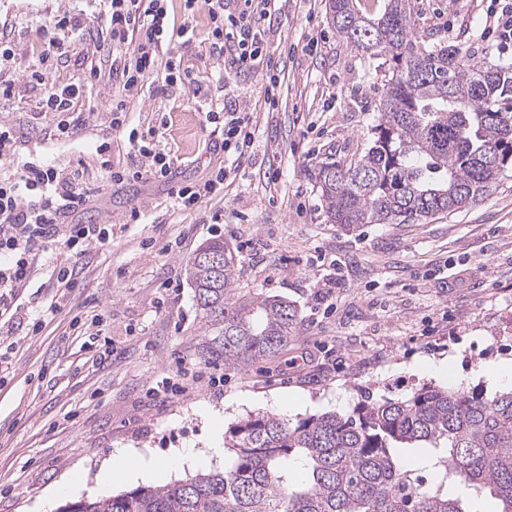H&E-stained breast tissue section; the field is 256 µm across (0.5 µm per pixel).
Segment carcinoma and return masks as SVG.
Masks as SVG:
<instances>
[{"label": "carcinoma", "mask_w": 512, "mask_h": 512, "mask_svg": "<svg viewBox=\"0 0 512 512\" xmlns=\"http://www.w3.org/2000/svg\"><path fill=\"white\" fill-rule=\"evenodd\" d=\"M336 34L383 81L373 139L348 163L306 169L330 224H419L477 204L512 166V61L481 62L415 30L411 0L370 16L357 0H326ZM238 260L220 238L186 267L210 339L232 366L276 356L301 319L285 299L235 292ZM221 471L164 486L68 502L58 512H477L484 496L512 512V390L423 387L405 399L292 425L263 414L236 424ZM428 448L435 481L402 461Z\"/></svg>", "instance_id": "1"}]
</instances>
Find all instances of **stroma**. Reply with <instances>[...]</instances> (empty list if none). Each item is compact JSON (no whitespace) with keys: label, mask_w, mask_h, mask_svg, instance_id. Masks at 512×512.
Returning <instances> with one entry per match:
<instances>
[{"label":"stroma","mask_w":512,"mask_h":512,"mask_svg":"<svg viewBox=\"0 0 512 512\" xmlns=\"http://www.w3.org/2000/svg\"><path fill=\"white\" fill-rule=\"evenodd\" d=\"M411 3L420 33L477 59L512 60V46L484 33V0ZM273 7L268 52L244 80L220 79L224 63L212 53L206 10L195 13L194 36L177 50L215 100L239 96L255 115L251 160L225 195L197 212L173 208L161 182L107 184L95 144L111 142L113 160L139 161L109 124L110 85L85 87L86 120L63 142L53 121L35 118L29 89L0 102V121L18 136L0 179H13L37 157L78 170L80 186L96 189L81 223L124 215L109 244L79 259L74 288H57L56 272L70 258L53 250L17 292L21 324L7 352L11 366L0 374V512H56L60 502L49 491L71 472L83 479L80 498L101 496L96 475L118 448L148 461L174 448L205 452L213 429L227 431L257 413L294 424L429 385L490 394L478 367L512 359V169L483 201L457 213L350 230L327 223L305 170L328 153L342 162L368 145L380 82L328 24L324 0H275ZM105 8L104 0H0V18L17 24L0 37L15 42L18 80L43 29ZM275 72L281 86L271 110L264 89ZM129 122L153 131V148L172 158L177 181L202 180L220 160L213 151L220 130L183 92L140 100ZM134 210L141 222H127ZM215 210L223 223H208ZM215 237L238 256L239 292L297 307L300 327L276 357L228 368L204 355L208 332L185 268ZM40 315L41 331L29 334ZM107 348L111 359L99 360ZM438 363L447 375L432 373ZM200 370L223 375V394L197 380ZM173 384L179 394H168Z\"/></svg>","instance_id":"1"}]
</instances>
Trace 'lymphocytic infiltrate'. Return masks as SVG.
Listing matches in <instances>:
<instances>
[{"mask_svg": "<svg viewBox=\"0 0 512 512\" xmlns=\"http://www.w3.org/2000/svg\"><path fill=\"white\" fill-rule=\"evenodd\" d=\"M200 1L211 21V46L224 59L225 76L237 79L249 73L265 49L264 25L272 18L271 0H185L186 14H193ZM166 2L108 0L99 20L109 35V46L103 51L87 49L84 56V82L111 81L107 110L112 127L125 132L131 148L146 159L136 168L107 167L111 184L169 182L170 160L146 146L144 134L127 122L133 102L145 94L156 98L177 89L189 92L195 105L206 107L209 122L223 124L220 151L239 159L251 154L250 109L236 98L225 100L222 109L207 108L202 85L167 54V46L186 38L191 25L171 23ZM87 32L86 22L68 17L43 29L33 47L30 83L43 84L54 64L67 58L70 43L83 40ZM80 85H53L38 101L40 114L56 117L58 138H69L84 122ZM236 175L235 168L214 166L205 180L171 184L169 195L179 209L195 211L205 199L223 194L225 181ZM91 198V191L77 187L71 171L35 160L23 163L17 178L0 180V318L12 319L15 293L30 279L36 257L55 248L77 258L91 246L109 242L106 226L69 221L71 215L87 209Z\"/></svg>", "mask_w": 512, "mask_h": 512, "instance_id": "obj_1", "label": "lymphocytic infiltrate"}]
</instances>
